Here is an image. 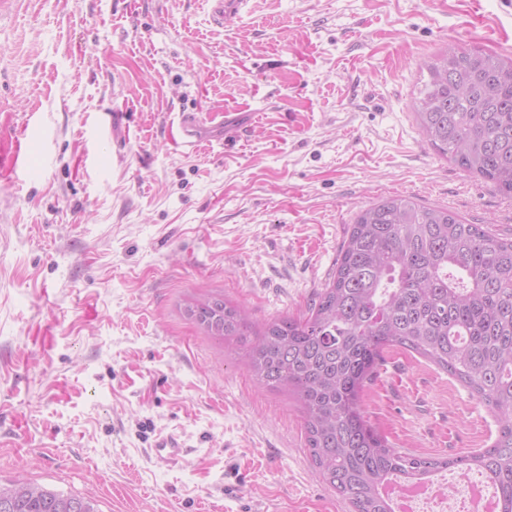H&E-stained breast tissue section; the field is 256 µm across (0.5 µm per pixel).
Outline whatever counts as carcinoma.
I'll return each instance as SVG.
<instances>
[{
	"mask_svg": "<svg viewBox=\"0 0 512 512\" xmlns=\"http://www.w3.org/2000/svg\"><path fill=\"white\" fill-rule=\"evenodd\" d=\"M426 69L415 101L420 131L459 168L512 197V63L448 49ZM185 316L207 335H251L244 308L220 293L195 298ZM415 352L456 376L500 425L490 448L456 458L401 452L378 434L361 393L385 349ZM246 365L264 386L300 403L319 478L354 512H392L393 480L440 469H477L512 512V240L410 196L357 214L336 271L307 312L256 333ZM0 512H95L84 498L25 482L0 484Z\"/></svg>",
	"mask_w": 512,
	"mask_h": 512,
	"instance_id": "1",
	"label": "carcinoma"
}]
</instances>
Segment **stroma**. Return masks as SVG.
Instances as JSON below:
<instances>
[{"instance_id": "35a3bbf8", "label": "stroma", "mask_w": 512, "mask_h": 512, "mask_svg": "<svg viewBox=\"0 0 512 512\" xmlns=\"http://www.w3.org/2000/svg\"><path fill=\"white\" fill-rule=\"evenodd\" d=\"M512 58V0H0V481L98 512H352L293 399L183 313H305L356 214L402 194L512 239V198L412 105L447 47ZM203 140L185 144L181 115ZM248 116L233 146L225 115ZM363 391L401 451L466 456L496 413L392 348ZM191 451L158 463L157 437ZM209 2H211L210 18L216 25H223L226 15L240 14L248 4V0H210Z\"/></svg>"}]
</instances>
